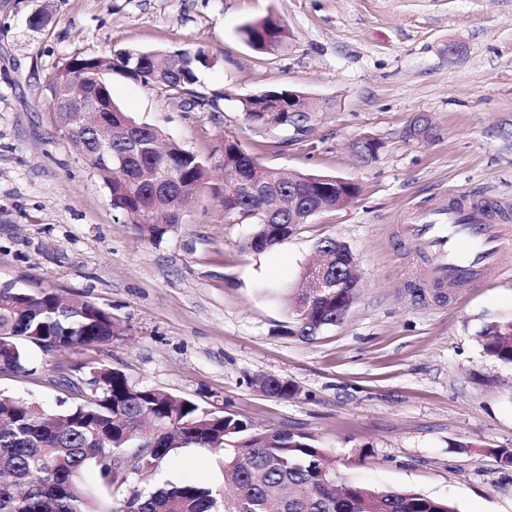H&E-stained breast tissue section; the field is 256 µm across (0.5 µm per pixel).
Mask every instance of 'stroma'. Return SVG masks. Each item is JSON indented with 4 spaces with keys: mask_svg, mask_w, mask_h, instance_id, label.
<instances>
[{
    "mask_svg": "<svg viewBox=\"0 0 512 512\" xmlns=\"http://www.w3.org/2000/svg\"><path fill=\"white\" fill-rule=\"evenodd\" d=\"M38 13L50 16L40 28ZM269 15L290 39L263 54L238 29ZM178 49L209 56L195 89L218 111L116 72L114 103L200 157L223 131L264 165L346 178L359 195L263 252L209 191L162 240L140 236L60 131L51 83L76 56ZM281 87L322 102L307 135L244 121L242 97ZM420 114L433 134L412 143ZM363 135L380 143L365 161L353 151ZM460 194L512 223V0H0V283L88 300L115 325L106 344L24 342L29 371L0 372V391L60 412L110 367L258 428L307 433L347 480L512 512V466L491 454L512 450V364L477 341L512 316V267L436 296L413 282L419 249L397 231L408 211ZM327 237L356 255L357 297L312 339L285 336V298ZM259 377L298 393L269 397ZM220 458L175 449L154 481L224 489Z\"/></svg>",
    "mask_w": 512,
    "mask_h": 512,
    "instance_id": "1",
    "label": "stroma"
}]
</instances>
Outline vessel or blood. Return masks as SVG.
<instances>
[{"instance_id":"1","label":"vessel or blood","mask_w":512,"mask_h":512,"mask_svg":"<svg viewBox=\"0 0 512 512\" xmlns=\"http://www.w3.org/2000/svg\"><path fill=\"white\" fill-rule=\"evenodd\" d=\"M401 229L421 247L429 288H471L488 268L512 263V225L490 222L476 203H437L408 213Z\"/></svg>"}]
</instances>
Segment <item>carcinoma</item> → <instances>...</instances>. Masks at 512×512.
<instances>
[{
    "label": "carcinoma",
    "instance_id": "carcinoma-1",
    "mask_svg": "<svg viewBox=\"0 0 512 512\" xmlns=\"http://www.w3.org/2000/svg\"><path fill=\"white\" fill-rule=\"evenodd\" d=\"M254 50L271 52L284 45L288 29L267 16L239 29ZM152 59L134 71L129 52L111 57L71 59L52 81L54 102L59 90L90 84L112 104V153H129L126 167L111 169L96 164L95 142L85 143L86 160L112 195V207L125 214L141 234L161 240L178 224V213L210 184L207 162L185 150L157 125L137 122L113 104L107 75L123 72L161 94L180 99L189 108L219 111L217 101L193 89L197 72L209 66L202 49L153 52ZM244 120L260 127L266 113L282 109L281 120L299 119L307 126L313 113H288V90L252 94L241 100ZM217 167L229 171L212 186L220 197L224 223L252 224L246 247L262 252L288 238L294 226L306 224V208L320 211L338 207L336 184L320 186L300 171L281 172L257 161L222 134L214 149ZM167 171L171 180L159 188L145 174ZM259 184L266 192L291 201L272 219L269 202L250 191ZM303 292L288 299L285 335L308 340L322 328L344 318L356 295L348 283L339 295L313 293L300 309ZM112 317L97 305L64 299L52 289L29 291L6 288L0 293V370L26 372L18 338L47 351L75 345L104 344L112 340ZM484 353L512 363V317L496 318L479 332ZM91 397L68 410L52 414L43 406L0 393V512H456L446 500L409 490L362 487L339 476L325 449L312 436L288 429L261 430L232 413L208 412L182 396L136 386L112 368L92 371ZM261 391L289 399L297 389L288 381L265 378ZM141 433L139 454L118 468V458L134 433ZM181 446L218 447L224 478L235 486L226 496L207 485H163L142 493L137 490L116 506H107L83 483V472L93 467L106 488H120L134 474L152 475L156 463Z\"/></svg>",
    "mask_w": 512,
    "mask_h": 512
}]
</instances>
